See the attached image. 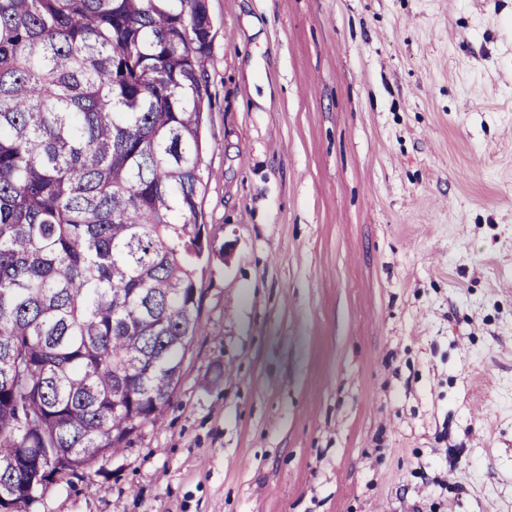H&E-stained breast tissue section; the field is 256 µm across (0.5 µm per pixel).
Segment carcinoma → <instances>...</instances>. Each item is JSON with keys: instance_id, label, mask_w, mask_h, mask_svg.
Masks as SVG:
<instances>
[{"instance_id": "obj_1", "label": "carcinoma", "mask_w": 512, "mask_h": 512, "mask_svg": "<svg viewBox=\"0 0 512 512\" xmlns=\"http://www.w3.org/2000/svg\"><path fill=\"white\" fill-rule=\"evenodd\" d=\"M207 0H0V496L159 422L200 329ZM33 460L23 469L22 457Z\"/></svg>"}]
</instances>
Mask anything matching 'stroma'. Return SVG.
<instances>
[{"label":"stroma","instance_id":"35a3bbf8","mask_svg":"<svg viewBox=\"0 0 512 512\" xmlns=\"http://www.w3.org/2000/svg\"><path fill=\"white\" fill-rule=\"evenodd\" d=\"M200 331L33 512H512V0H208Z\"/></svg>","mask_w":512,"mask_h":512}]
</instances>
